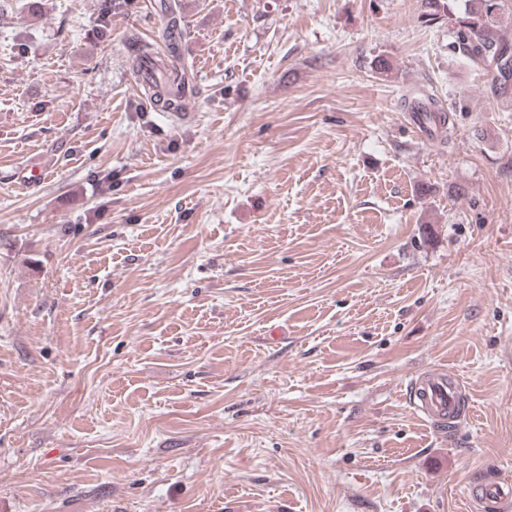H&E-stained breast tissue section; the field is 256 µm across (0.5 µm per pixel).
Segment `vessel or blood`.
Wrapping results in <instances>:
<instances>
[{
	"label": "vessel or blood",
	"instance_id": "1",
	"mask_svg": "<svg viewBox=\"0 0 512 512\" xmlns=\"http://www.w3.org/2000/svg\"><path fill=\"white\" fill-rule=\"evenodd\" d=\"M412 393V407L437 431H446L463 417L461 385L450 371L438 368L426 373L415 382ZM474 497L498 512H512L510 486L487 483L477 488Z\"/></svg>",
	"mask_w": 512,
	"mask_h": 512
}]
</instances>
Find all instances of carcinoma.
Instances as JSON below:
<instances>
[{
	"instance_id": "cac0c4a2",
	"label": "carcinoma",
	"mask_w": 512,
	"mask_h": 512,
	"mask_svg": "<svg viewBox=\"0 0 512 512\" xmlns=\"http://www.w3.org/2000/svg\"><path fill=\"white\" fill-rule=\"evenodd\" d=\"M464 8H459V2ZM428 16L436 17L443 12L448 15L452 28L448 30L452 44L477 67L490 73L487 95L496 103L512 108V68L502 70V64L512 62V0H427ZM167 21L162 39L175 52L179 38L177 17L166 13ZM132 68L140 73L152 69L146 76V87L154 102L165 112L185 110L188 83L178 70L165 71L160 68L154 45L133 35L130 37ZM412 112H427L429 118L445 128L450 116L433 97L420 94L408 102Z\"/></svg>"
}]
</instances>
